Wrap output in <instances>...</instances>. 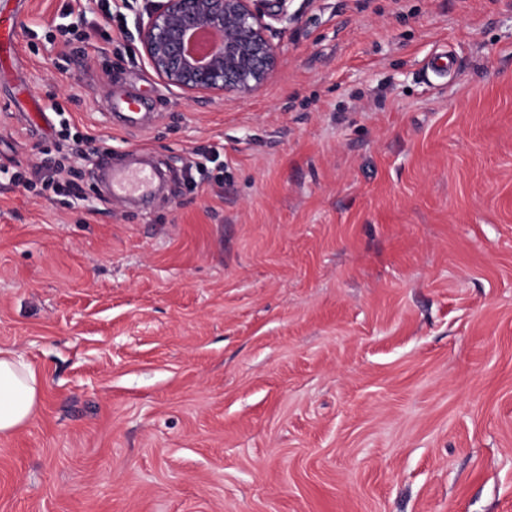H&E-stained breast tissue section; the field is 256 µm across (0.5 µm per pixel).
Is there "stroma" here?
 Masks as SVG:
<instances>
[{"instance_id": "35a3bbf8", "label": "stroma", "mask_w": 512, "mask_h": 512, "mask_svg": "<svg viewBox=\"0 0 512 512\" xmlns=\"http://www.w3.org/2000/svg\"><path fill=\"white\" fill-rule=\"evenodd\" d=\"M2 7L0 347L43 390L0 512H512V0H289L245 100L154 74L146 0ZM65 127L163 196L5 178ZM22 23L18 13L0 11V54L10 56L22 37Z\"/></svg>"}]
</instances>
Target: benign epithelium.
Returning <instances> with one entry per match:
<instances>
[{
    "label": "benign epithelium",
    "mask_w": 512,
    "mask_h": 512,
    "mask_svg": "<svg viewBox=\"0 0 512 512\" xmlns=\"http://www.w3.org/2000/svg\"><path fill=\"white\" fill-rule=\"evenodd\" d=\"M265 0H160L137 18L142 57L189 95L251 96L273 72Z\"/></svg>",
    "instance_id": "obj_1"
}]
</instances>
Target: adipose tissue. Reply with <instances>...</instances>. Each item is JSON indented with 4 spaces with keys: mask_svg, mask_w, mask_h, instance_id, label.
<instances>
[{
    "mask_svg": "<svg viewBox=\"0 0 512 512\" xmlns=\"http://www.w3.org/2000/svg\"><path fill=\"white\" fill-rule=\"evenodd\" d=\"M40 378L10 350H0V435H9L34 415L41 398Z\"/></svg>",
    "mask_w": 512,
    "mask_h": 512,
    "instance_id": "ef3b65f1",
    "label": "adipose tissue"
}]
</instances>
